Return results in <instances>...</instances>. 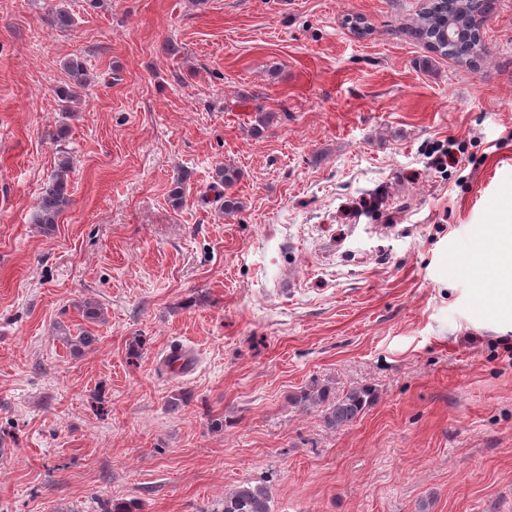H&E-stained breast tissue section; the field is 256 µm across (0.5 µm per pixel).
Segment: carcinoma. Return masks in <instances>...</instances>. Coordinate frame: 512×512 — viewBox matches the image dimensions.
Returning a JSON list of instances; mask_svg holds the SVG:
<instances>
[{"mask_svg":"<svg viewBox=\"0 0 512 512\" xmlns=\"http://www.w3.org/2000/svg\"><path fill=\"white\" fill-rule=\"evenodd\" d=\"M444 0H430L413 27L414 37L430 47V51L457 62L471 63L482 58L487 48L482 42L479 27L481 16L471 12L466 0H458L453 11L443 9ZM65 68L71 78L68 88L59 92L61 108L71 111V103L79 99V90L88 84L89 76L82 62L70 59ZM68 161L60 163L56 173L42 189L33 223L47 233L55 230L59 217L70 206ZM240 180V171L226 164L215 167L213 189L223 200L224 214L240 209L238 198L228 193ZM377 399L375 389L368 386L352 388L341 395L327 384L302 390L290 403L303 412H320L325 427L337 430L353 423ZM222 512H273L272 494L268 486L244 482L224 494Z\"/></svg>","mask_w":512,"mask_h":512,"instance_id":"cac0c4a2","label":"carcinoma"}]
</instances>
